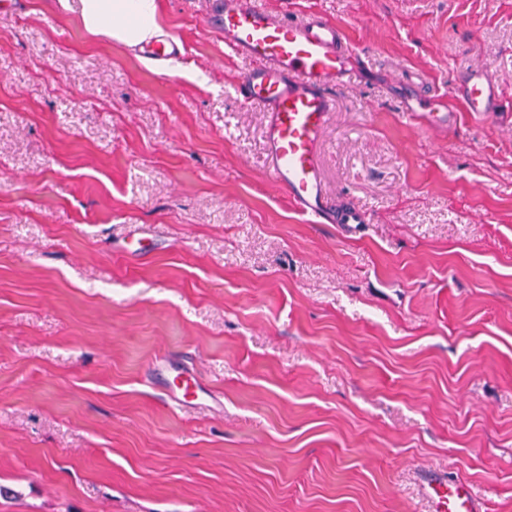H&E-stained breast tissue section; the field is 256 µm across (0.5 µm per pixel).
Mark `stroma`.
I'll return each instance as SVG.
<instances>
[{
    "instance_id": "stroma-1",
    "label": "stroma",
    "mask_w": 512,
    "mask_h": 512,
    "mask_svg": "<svg viewBox=\"0 0 512 512\" xmlns=\"http://www.w3.org/2000/svg\"><path fill=\"white\" fill-rule=\"evenodd\" d=\"M161 2L179 74L0 0V512H512V0H258L355 46L320 166L362 224L272 180L215 0ZM469 66L506 112L403 117ZM172 370L175 374L171 381L165 376L168 366L159 369L157 373L163 377L162 384L169 405L184 409L193 406H209L208 403L218 404L217 398L203 389L198 377L187 366L181 369L172 368ZM429 485L439 499L441 512H478V502L472 487L461 481H447L437 477Z\"/></svg>"
}]
</instances>
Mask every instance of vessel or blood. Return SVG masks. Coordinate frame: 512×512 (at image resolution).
<instances>
[{
    "mask_svg": "<svg viewBox=\"0 0 512 512\" xmlns=\"http://www.w3.org/2000/svg\"><path fill=\"white\" fill-rule=\"evenodd\" d=\"M212 25L227 50L254 63L239 94L242 103L259 101L267 109L265 160L274 182L311 223H364L357 208L330 203L319 161L328 118L336 107L334 90L350 72L352 49L340 25L319 14L302 22L274 17L257 0H220ZM452 96L461 99L475 120L493 115L502 105L492 75L474 67L459 73L443 92L410 98L404 110L426 126L449 128L458 121L445 103ZM163 387L168 404L178 409L215 400L186 367L176 370ZM429 485L443 512H478L470 485L437 477Z\"/></svg>",
    "mask_w": 512,
    "mask_h": 512,
    "instance_id": "b4317fda",
    "label": "vessel or blood"
}]
</instances>
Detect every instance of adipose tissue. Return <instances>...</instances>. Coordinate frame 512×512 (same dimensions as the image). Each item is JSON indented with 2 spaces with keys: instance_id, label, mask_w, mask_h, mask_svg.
<instances>
[{
  "instance_id": "1",
  "label": "adipose tissue",
  "mask_w": 512,
  "mask_h": 512,
  "mask_svg": "<svg viewBox=\"0 0 512 512\" xmlns=\"http://www.w3.org/2000/svg\"><path fill=\"white\" fill-rule=\"evenodd\" d=\"M160 0H79V25L89 34L135 48L162 40Z\"/></svg>"
}]
</instances>
